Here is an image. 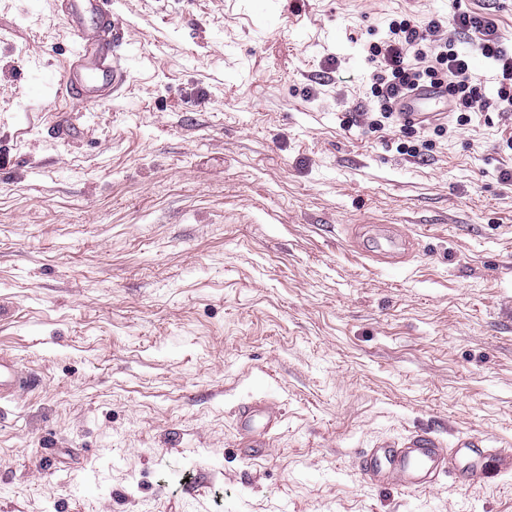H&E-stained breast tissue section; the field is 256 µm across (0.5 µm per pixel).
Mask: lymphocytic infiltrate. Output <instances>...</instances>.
<instances>
[{
    "label": "lymphocytic infiltrate",
    "mask_w": 512,
    "mask_h": 512,
    "mask_svg": "<svg viewBox=\"0 0 512 512\" xmlns=\"http://www.w3.org/2000/svg\"><path fill=\"white\" fill-rule=\"evenodd\" d=\"M455 33L473 34L472 50L457 48L445 27ZM369 57L375 64L370 75L375 105L362 112L361 121L370 131L399 129L414 136L426 130L440 134L450 125H468L473 114L488 110L512 112V48L505 43L497 18L467 11L456 14L452 24L440 16L419 19L405 12L390 20L381 42L370 44ZM494 64L498 74L495 95H487L480 82L470 76L474 56ZM444 89L448 94V116L423 114L415 122L402 120L394 112L397 98L420 87Z\"/></svg>",
    "instance_id": "lymphocytic-infiltrate-1"
}]
</instances>
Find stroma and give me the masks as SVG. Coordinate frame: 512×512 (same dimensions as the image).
<instances>
[{"label":"stroma","mask_w":512,"mask_h":512,"mask_svg":"<svg viewBox=\"0 0 512 512\" xmlns=\"http://www.w3.org/2000/svg\"><path fill=\"white\" fill-rule=\"evenodd\" d=\"M113 9L129 84L85 110L35 79L70 54L57 0H0V356L42 380L0 401V512H512V471L355 466L422 431L512 447V115L417 157L355 123L389 18L490 11L512 42V0ZM351 224L417 250L375 266ZM268 400L245 458L237 410Z\"/></svg>","instance_id":"obj_1"}]
</instances>
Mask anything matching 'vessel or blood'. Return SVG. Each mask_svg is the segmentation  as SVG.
<instances>
[{
	"mask_svg": "<svg viewBox=\"0 0 512 512\" xmlns=\"http://www.w3.org/2000/svg\"><path fill=\"white\" fill-rule=\"evenodd\" d=\"M62 12L73 43L59 91L85 108L101 103L125 82V56L120 50V23L110 0H63ZM443 100L439 90L421 89L399 100L397 109L412 116L438 111ZM351 246L376 265L405 259L413 242L385 224H356L351 228ZM36 377L21 376L14 364L0 358V399L19 388H32ZM512 467V450L486 447L482 438H458L453 447H442L429 434H414L399 446H380L361 452L358 466L376 484L390 483L402 488H425L440 476L455 477L470 485L486 478L491 465Z\"/></svg>",
	"mask_w": 512,
	"mask_h": 512,
	"instance_id": "b4317fda",
	"label": "vessel or blood"
}]
</instances>
